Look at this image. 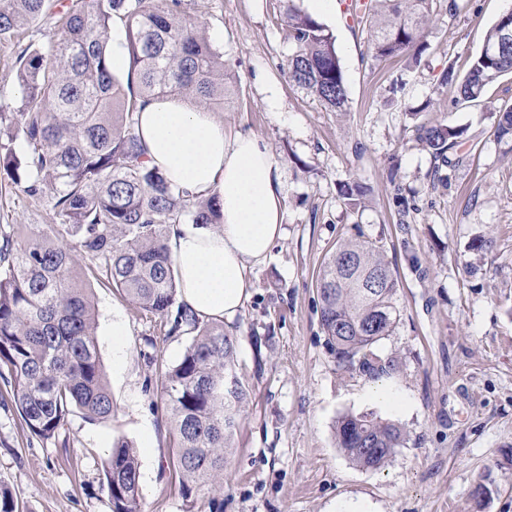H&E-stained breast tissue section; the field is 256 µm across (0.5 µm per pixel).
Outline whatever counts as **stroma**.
Returning a JSON list of instances; mask_svg holds the SVG:
<instances>
[{"label": "stroma", "mask_w": 512, "mask_h": 512, "mask_svg": "<svg viewBox=\"0 0 512 512\" xmlns=\"http://www.w3.org/2000/svg\"><path fill=\"white\" fill-rule=\"evenodd\" d=\"M458 3L452 12L436 0L428 48L409 71L374 60L367 27L337 10L326 25L349 108L330 112L285 69L295 51L287 9L303 0H182L224 56L233 101L216 116L225 133L261 138L284 173L283 234L252 265L251 298L224 325L248 396L228 450L223 512H512V141L495 134L497 113L512 106V74L470 107L437 82L444 67L465 70L512 0ZM55 33L48 12L20 39L0 40V112L21 103V45ZM421 120L466 130L444 182L416 139ZM352 181L369 187L367 207L340 197ZM58 222L47 200L0 173V225L49 232ZM348 238L381 246L398 281L400 316L374 347L397 358L389 376L338 366L326 344L318 276ZM87 284L114 415L73 414L45 441L0 399V486L19 512H110L102 463L122 439L137 451L141 512H185L159 368L177 363L194 335L168 331L104 279ZM366 413L406 432L377 470L356 466L335 439L341 416Z\"/></svg>", "instance_id": "35a3bbf8"}]
</instances>
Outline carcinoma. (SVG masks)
Here are the masks:
<instances>
[{
	"mask_svg": "<svg viewBox=\"0 0 512 512\" xmlns=\"http://www.w3.org/2000/svg\"><path fill=\"white\" fill-rule=\"evenodd\" d=\"M434 0H366L355 15L369 27V49L379 61L418 63L427 49ZM51 0H0V39L52 6ZM58 33L18 55L22 103L0 112V130L21 137L25 153L9 155L4 170L22 192L47 194L59 218L53 234L36 224L0 231V378L10 387L21 420L35 436L59 435L78 411L90 421L114 413L95 343V312L77 268L104 276L140 309L164 318L179 284L165 244L170 224H219L218 197H192L149 166L135 133L136 113L152 96L176 95L206 110L224 108L229 86L223 56L205 41L200 23L181 0H59ZM123 23L130 47L125 77L112 71V23ZM288 78L326 108L348 107L347 79L326 25L288 5ZM512 73V10L499 16L480 53L460 75L453 66L438 75L452 85L457 103L478 101L487 85ZM465 129L445 123L416 126L417 140L434 159L442 181L448 150ZM497 138L512 139V106L497 115ZM339 195L355 208L369 195L362 183ZM321 325L342 366H359L379 378L395 370L375 344L397 321V279L384 251L372 242L346 240L319 277ZM195 337L182 359L162 370L161 397L170 411L174 467L186 512L197 495H212L221 512L226 449L238 426L247 392L235 372L236 346L224 325L199 319L180 305L172 329ZM405 440L402 426L371 415H345L336 424L337 445L357 466L379 469ZM111 512H140L135 448L118 440L103 463Z\"/></svg>",
	"mask_w": 512,
	"mask_h": 512,
	"instance_id": "carcinoma-1",
	"label": "carcinoma"
}]
</instances>
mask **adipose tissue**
Wrapping results in <instances>:
<instances>
[{
	"label": "adipose tissue",
	"mask_w": 512,
	"mask_h": 512,
	"mask_svg": "<svg viewBox=\"0 0 512 512\" xmlns=\"http://www.w3.org/2000/svg\"><path fill=\"white\" fill-rule=\"evenodd\" d=\"M136 119L147 164L191 195L223 204L219 230L173 224L167 245L187 308L202 319H233L250 297L251 265L282 233V169L256 136L226 137L214 113L185 99L155 98Z\"/></svg>",
	"instance_id": "1"
}]
</instances>
